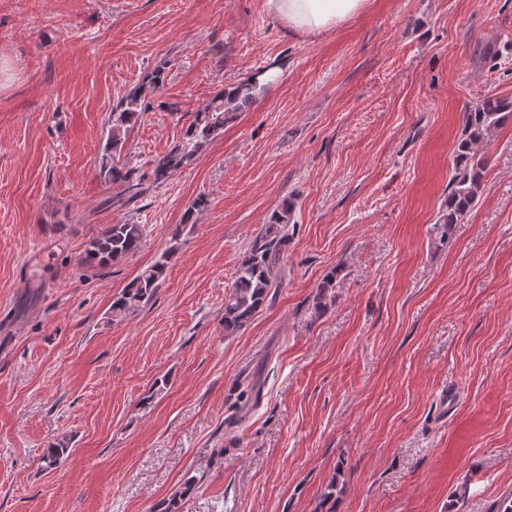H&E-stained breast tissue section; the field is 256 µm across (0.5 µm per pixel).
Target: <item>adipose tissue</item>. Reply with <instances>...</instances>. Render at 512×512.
<instances>
[{
	"instance_id": "ef3b65f1",
	"label": "adipose tissue",
	"mask_w": 512,
	"mask_h": 512,
	"mask_svg": "<svg viewBox=\"0 0 512 512\" xmlns=\"http://www.w3.org/2000/svg\"><path fill=\"white\" fill-rule=\"evenodd\" d=\"M365 0H268L290 27L307 33L328 30L357 14Z\"/></svg>"
}]
</instances>
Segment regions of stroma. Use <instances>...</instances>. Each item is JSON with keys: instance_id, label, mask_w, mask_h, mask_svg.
Returning <instances> with one entry per match:
<instances>
[{"instance_id": "35a3bbf8", "label": "stroma", "mask_w": 512, "mask_h": 512, "mask_svg": "<svg viewBox=\"0 0 512 512\" xmlns=\"http://www.w3.org/2000/svg\"><path fill=\"white\" fill-rule=\"evenodd\" d=\"M157 69L120 157L136 177L221 89L271 82L119 207L109 116ZM489 97L512 101V0H366L308 35L266 0H0V512H151L189 473L181 512H327L330 484L328 512H488L512 491V123L463 223L437 219ZM287 197L276 299L225 335L234 269ZM117 222L141 248L80 268ZM169 249L155 297L112 316ZM247 375L262 398L232 428Z\"/></svg>"}]
</instances>
